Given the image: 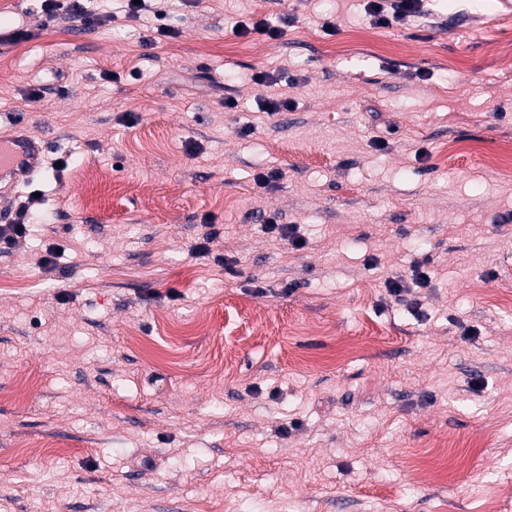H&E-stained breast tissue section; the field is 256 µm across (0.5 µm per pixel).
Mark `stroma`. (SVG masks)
Listing matches in <instances>:
<instances>
[{
  "label": "stroma",
  "mask_w": 512,
  "mask_h": 512,
  "mask_svg": "<svg viewBox=\"0 0 512 512\" xmlns=\"http://www.w3.org/2000/svg\"><path fill=\"white\" fill-rule=\"evenodd\" d=\"M169 7L0 0V136L48 145L0 225L49 217L0 244V512H512V0ZM39 2H41V13L50 19H59L63 22L78 21L87 26L101 23L109 18L106 12L90 8L91 2H95L91 0H40ZM367 12L375 25L386 26L391 22H404L422 16V0H370ZM32 206L23 205L16 211V217L12 224H3L0 226V241L9 245L17 244L26 237L27 224L33 221Z\"/></svg>",
  "instance_id": "stroma-1"
}]
</instances>
